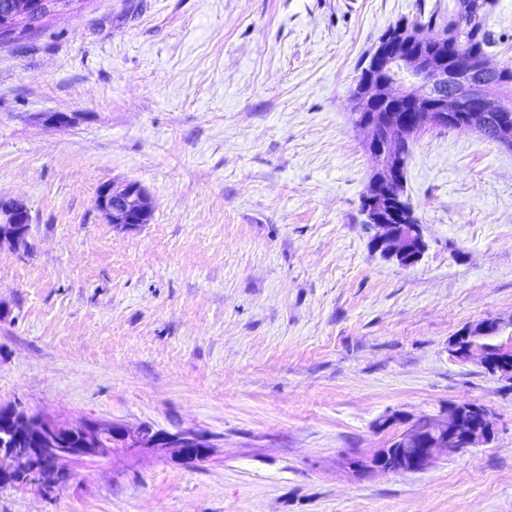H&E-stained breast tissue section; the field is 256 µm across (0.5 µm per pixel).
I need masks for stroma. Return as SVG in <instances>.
<instances>
[{"label": "stroma", "instance_id": "1", "mask_svg": "<svg viewBox=\"0 0 512 512\" xmlns=\"http://www.w3.org/2000/svg\"><path fill=\"white\" fill-rule=\"evenodd\" d=\"M449 0H72L0 40V407L194 431L206 459L123 450L0 512H512V381L452 356L485 320L512 350V149L474 128L414 138L427 249L371 248L373 169L350 90L398 20ZM490 58L512 66V0ZM72 116L52 126L49 114ZM139 184L149 223L96 207ZM467 400L494 437L427 469L358 474L389 416ZM31 216L27 205L20 200L0 199V245L18 246L26 242Z\"/></svg>", "mask_w": 512, "mask_h": 512}]
</instances>
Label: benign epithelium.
Segmentation results:
<instances>
[{"mask_svg":"<svg viewBox=\"0 0 512 512\" xmlns=\"http://www.w3.org/2000/svg\"><path fill=\"white\" fill-rule=\"evenodd\" d=\"M446 36H416L376 45L367 59V71L358 75L350 93L355 124L365 133L364 147L377 161L373 171L372 191L362 200L364 223L379 229L376 242H387L390 225L400 228L399 238L392 242L391 255L407 244L423 242L418 224L401 223V212L391 194L393 185L402 181L401 162L394 137L408 138L427 125L445 126L454 112L468 113L462 127L479 124L488 112H509L506 105L487 92L486 83L470 81L461 87L448 86V49ZM440 80V93L430 95L435 80ZM98 209L107 221L119 226L146 224L152 214V202L135 183L120 189L110 184L97 192ZM31 216L20 200L0 199V244L18 246L26 242ZM493 321L467 328L451 342L456 357L474 359L481 366L512 379V360L491 358L477 347L479 335L489 331ZM490 412L470 401L449 406L446 416H421L405 421L385 447L369 459H354V471L419 472L434 463L443 453L459 448H477L491 440ZM121 437L126 452L143 449L157 453L172 451L186 462L199 461L210 453V445L197 432L168 433L131 429L115 424L75 423L66 427L57 422L31 416L17 409L0 408V476L21 473L25 484L47 488L54 476L67 471V463L93 458L110 452L102 447L107 435Z\"/></svg>","mask_w":512,"mask_h":512,"instance_id":"obj_1","label":"benign epithelium"}]
</instances>
